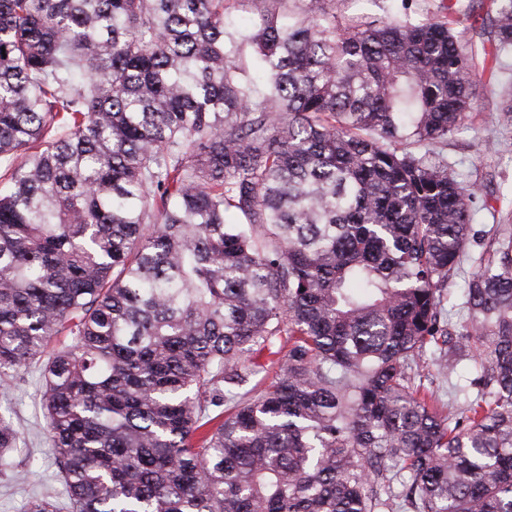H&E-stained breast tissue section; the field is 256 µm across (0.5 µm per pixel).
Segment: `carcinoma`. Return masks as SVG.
<instances>
[{"instance_id":"1","label":"carcinoma","mask_w":512,"mask_h":512,"mask_svg":"<svg viewBox=\"0 0 512 512\" xmlns=\"http://www.w3.org/2000/svg\"><path fill=\"white\" fill-rule=\"evenodd\" d=\"M344 2L0 0V390L72 512H512V224L438 151L512 0ZM400 0H356L348 4L347 13L348 14H363L370 17H379L383 15V10L381 5L389 6L392 9H395L400 2ZM41 382L36 369L28 374L25 382L13 386L8 392L0 391V412L10 416L21 432L24 444L16 455L18 470L28 471L25 481L16 482L0 476V512H22L27 498L53 484L57 467L54 455L44 434L45 419L41 408ZM35 458L29 467L28 456Z\"/></svg>"}]
</instances>
